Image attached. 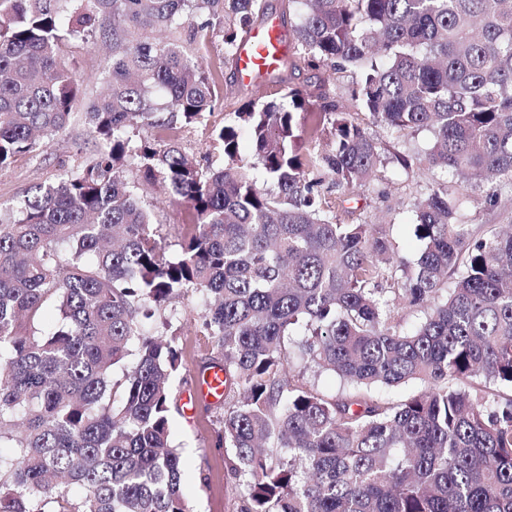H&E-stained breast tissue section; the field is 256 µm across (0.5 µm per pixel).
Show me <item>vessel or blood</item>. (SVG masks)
I'll use <instances>...</instances> for the list:
<instances>
[{"label":"vessel or blood","mask_w":512,"mask_h":512,"mask_svg":"<svg viewBox=\"0 0 512 512\" xmlns=\"http://www.w3.org/2000/svg\"><path fill=\"white\" fill-rule=\"evenodd\" d=\"M283 30L279 20L272 19L253 29L242 41L238 50V73L243 83L252 84L266 72L276 68L285 46L281 41ZM224 394V372L214 368L201 378L198 387L189 393L184 405L193 410L199 398L220 400Z\"/></svg>","instance_id":"vessel-or-blood-1"}]
</instances>
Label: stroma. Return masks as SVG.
Here are the masks:
<instances>
[{"instance_id":"stroma-1","label":"stroma","mask_w":512,"mask_h":512,"mask_svg":"<svg viewBox=\"0 0 512 512\" xmlns=\"http://www.w3.org/2000/svg\"><path fill=\"white\" fill-rule=\"evenodd\" d=\"M225 104L201 123L183 128L177 137L179 146L188 154L200 157L217 156L212 141L213 129L223 126L225 112L245 101L232 66L224 68ZM96 140L91 127L77 118L57 136L46 151L15 158L0 171V211H9L29 195L35 186L61 180L65 174L82 164L93 152ZM439 175L429 163H421L413 173L399 171L393 165L379 168L364 184L349 194L350 212L344 222H352L354 213L364 215L366 222L385 224L395 245L408 259H416L419 244L412 236L416 221L414 193L432 185ZM388 188V197H380L381 188ZM144 201L153 214L158 239L167 254L177 255L184 224L188 221L186 207L174 206L164 199L160 185L146 186ZM203 308L200 293L190 292L177 303L179 333L185 351L180 380L174 383L175 398H183L193 385L200 368L212 357V345L197 335L194 322ZM219 405H201L196 414L187 416L176 411L171 415L172 439L182 451L184 472L182 485L190 497L194 512H236V491L225 475L224 451L215 445L216 417Z\"/></svg>"}]
</instances>
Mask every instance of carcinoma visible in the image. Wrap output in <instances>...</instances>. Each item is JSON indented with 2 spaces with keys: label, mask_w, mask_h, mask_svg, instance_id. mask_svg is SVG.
<instances>
[{
  "label": "carcinoma",
  "mask_w": 512,
  "mask_h": 512,
  "mask_svg": "<svg viewBox=\"0 0 512 512\" xmlns=\"http://www.w3.org/2000/svg\"><path fill=\"white\" fill-rule=\"evenodd\" d=\"M288 9V52L362 80L346 105L325 76L277 100L283 57L214 131L215 168L172 137L224 98L186 35L219 29L235 64L266 0H0V169L73 118L88 77L70 49L112 50L85 112L97 148L0 215V512H193L171 439L183 349L149 331L190 290L224 370L215 445L238 512H512V225L478 235L461 214L475 189L489 206L512 192V0ZM362 114L397 138L430 131L429 164L457 176L415 197L412 262L382 225L338 218L380 166L421 163L387 156ZM130 160L189 209L176 257ZM402 307L423 314L411 331ZM412 381L401 400L375 393Z\"/></svg>",
  "instance_id": "carcinoma-1"
}]
</instances>
